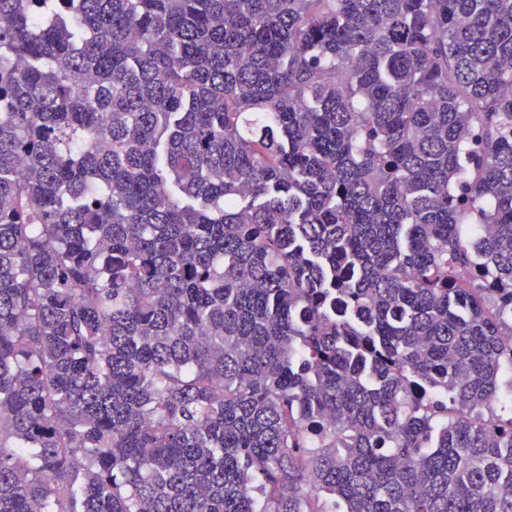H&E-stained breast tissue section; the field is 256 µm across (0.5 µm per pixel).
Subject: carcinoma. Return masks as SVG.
Here are the masks:
<instances>
[{"mask_svg":"<svg viewBox=\"0 0 512 512\" xmlns=\"http://www.w3.org/2000/svg\"><path fill=\"white\" fill-rule=\"evenodd\" d=\"M0 512H512V0H0Z\"/></svg>","mask_w":512,"mask_h":512,"instance_id":"1","label":"carcinoma"}]
</instances>
